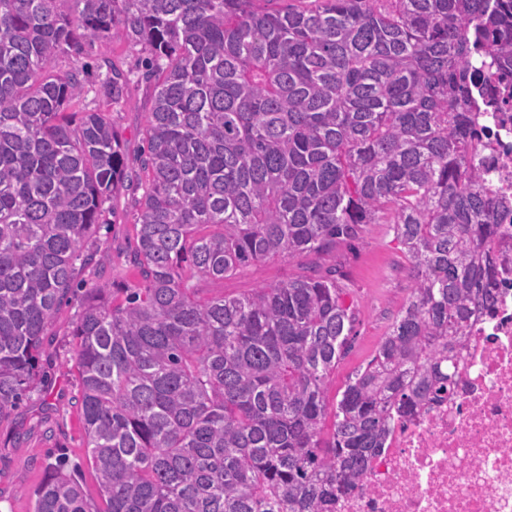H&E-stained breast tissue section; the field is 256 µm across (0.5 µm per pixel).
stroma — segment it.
Masks as SVG:
<instances>
[{"instance_id": "stroma-1", "label": "stroma", "mask_w": 512, "mask_h": 512, "mask_svg": "<svg viewBox=\"0 0 512 512\" xmlns=\"http://www.w3.org/2000/svg\"><path fill=\"white\" fill-rule=\"evenodd\" d=\"M147 56L141 46L97 41L85 45L83 59L94 64L112 58L128 75L123 101L112 110L129 170H137L150 108V90L141 80ZM132 189L114 196L113 210L100 237L108 244L102 262L104 278L117 285L131 282L126 259L136 243ZM344 274L346 300L354 306L352 346L336 368L333 393H342L348 378L374 353L389 323L410 294L408 264L391 241L387 225L370 224L359 238L337 252ZM299 263L285 258L257 262L223 280L204 282L205 296H237L252 288L275 284L297 274ZM78 303L67 298L58 308L43 343L42 376L38 388L0 419V512H32V491L45 476L48 463L66 459L77 468L91 512L103 503L95 475L87 462L85 435L79 409V378L73 367L71 331Z\"/></svg>"}]
</instances>
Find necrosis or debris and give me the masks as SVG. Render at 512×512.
Masks as SVG:
<instances>
[{
    "instance_id": "1",
    "label": "necrosis or debris",
    "mask_w": 512,
    "mask_h": 512,
    "mask_svg": "<svg viewBox=\"0 0 512 512\" xmlns=\"http://www.w3.org/2000/svg\"><path fill=\"white\" fill-rule=\"evenodd\" d=\"M479 164L497 215L496 313L475 314L454 394L397 418L338 512H512V108L484 112Z\"/></svg>"
}]
</instances>
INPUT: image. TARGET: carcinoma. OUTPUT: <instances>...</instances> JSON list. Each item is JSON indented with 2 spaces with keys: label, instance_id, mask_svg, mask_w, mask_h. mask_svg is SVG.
<instances>
[{
  "label": "carcinoma",
  "instance_id": "cac0c4a2",
  "mask_svg": "<svg viewBox=\"0 0 512 512\" xmlns=\"http://www.w3.org/2000/svg\"><path fill=\"white\" fill-rule=\"evenodd\" d=\"M69 3L64 11L60 3ZM0 0V418L40 381L43 336L135 198L134 281L85 284L74 339L103 512H336L392 421L451 395L505 201L476 164L473 52L512 75V0ZM149 54L139 171L112 124L128 78L85 93V43ZM61 57L72 60L56 69ZM387 224L410 295L329 407L353 306L320 261ZM286 256L239 296L197 283ZM33 512H90L61 461Z\"/></svg>",
  "mask_w": 512,
  "mask_h": 512
}]
</instances>
